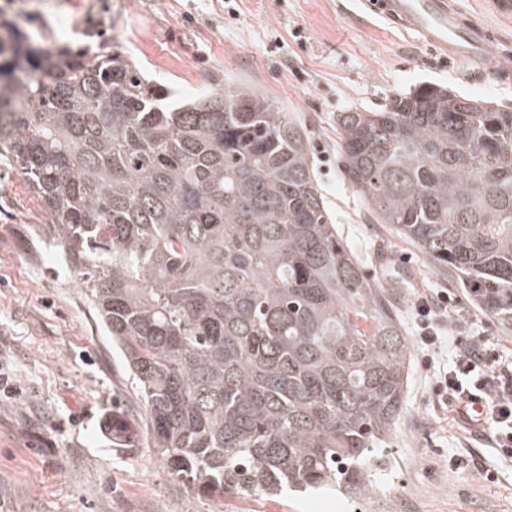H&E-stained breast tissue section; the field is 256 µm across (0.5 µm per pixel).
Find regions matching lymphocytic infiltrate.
I'll return each mask as SVG.
<instances>
[{"label":"lymphocytic infiltrate","mask_w":512,"mask_h":512,"mask_svg":"<svg viewBox=\"0 0 512 512\" xmlns=\"http://www.w3.org/2000/svg\"><path fill=\"white\" fill-rule=\"evenodd\" d=\"M449 302L443 289L414 303L420 345L436 354L448 347L454 350L451 368L436 379L433 391L454 404L469 426L493 425L502 458L512 461V362L492 353L478 335L467 333L462 321L449 320ZM477 402L482 412L474 411Z\"/></svg>","instance_id":"obj_1"}]
</instances>
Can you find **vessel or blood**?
Segmentation results:
<instances>
[{"label":"vessel or blood","instance_id":"vessel-or-blood-1","mask_svg":"<svg viewBox=\"0 0 512 512\" xmlns=\"http://www.w3.org/2000/svg\"><path fill=\"white\" fill-rule=\"evenodd\" d=\"M372 15L417 33L431 48L448 57L476 60L481 72L512 82V66L505 64L506 37L471 25L452 0H366Z\"/></svg>","mask_w":512,"mask_h":512}]
</instances>
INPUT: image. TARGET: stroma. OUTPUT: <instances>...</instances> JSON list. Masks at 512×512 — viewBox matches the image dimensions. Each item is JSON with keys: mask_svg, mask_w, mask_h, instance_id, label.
Masks as SVG:
<instances>
[{"mask_svg": "<svg viewBox=\"0 0 512 512\" xmlns=\"http://www.w3.org/2000/svg\"><path fill=\"white\" fill-rule=\"evenodd\" d=\"M512 38V0H456ZM0 14L55 48L97 27L112 50L191 96L206 83H245L306 127L321 191L341 239L385 286L411 357L404 413L388 439L375 493L338 492L217 502L170 475L147 434L113 446V408L142 415L134 380L112 350L79 276L61 260L45 207L0 153V512H512V463L489 431L462 427L439 403L418 342L414 302L448 289L474 334L512 358V333L477 312L388 225L371 223L342 177L336 114L377 109L415 85L512 105V89L475 79L477 65L442 61L419 35L380 19L361 24L340 0H0ZM490 478H483L482 470Z\"/></svg>", "mask_w": 512, "mask_h": 512, "instance_id": "1", "label": "stroma"}]
</instances>
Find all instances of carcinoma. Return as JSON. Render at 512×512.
Segmentation results:
<instances>
[{
	"instance_id": "cac0c4a2",
	"label": "carcinoma",
	"mask_w": 512,
	"mask_h": 512,
	"mask_svg": "<svg viewBox=\"0 0 512 512\" xmlns=\"http://www.w3.org/2000/svg\"><path fill=\"white\" fill-rule=\"evenodd\" d=\"M344 179L477 310L512 326V107L420 84L336 115ZM0 145L50 215L196 493L366 497L407 340L339 238L304 125L248 85L181 99L116 51L0 18Z\"/></svg>"
}]
</instances>
